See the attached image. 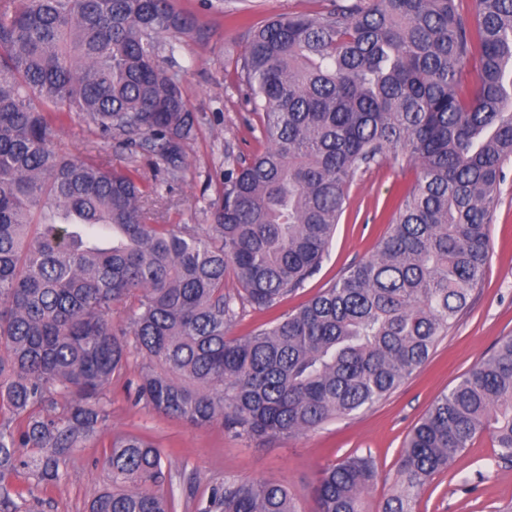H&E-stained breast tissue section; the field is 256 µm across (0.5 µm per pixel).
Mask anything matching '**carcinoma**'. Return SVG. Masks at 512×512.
<instances>
[{
  "label": "carcinoma",
  "mask_w": 512,
  "mask_h": 512,
  "mask_svg": "<svg viewBox=\"0 0 512 512\" xmlns=\"http://www.w3.org/2000/svg\"><path fill=\"white\" fill-rule=\"evenodd\" d=\"M194 34L175 0H0V409L25 423L0 428V483L22 469L57 484L134 355L147 361L138 397L192 426L222 419L258 440L370 409L427 362L484 279L512 159V0H477L472 15L460 0H334L249 26L236 69L262 148L224 170L211 224L178 231L136 171L63 152L52 122L79 112L177 175L196 118L159 44ZM383 158L418 174L372 255L229 336L245 306L273 308L317 274L350 183ZM486 431L511 461L512 336L434 399L381 512H415ZM105 462L112 487L90 512H174L152 442L118 437ZM377 478L367 455L322 468L316 512H367ZM0 512L31 510L5 487ZM203 512L298 510L283 484L226 479Z\"/></svg>",
  "instance_id": "obj_1"
}]
</instances>
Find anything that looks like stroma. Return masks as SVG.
I'll return each instance as SVG.
<instances>
[{
    "instance_id": "1",
    "label": "stroma",
    "mask_w": 512,
    "mask_h": 512,
    "mask_svg": "<svg viewBox=\"0 0 512 512\" xmlns=\"http://www.w3.org/2000/svg\"><path fill=\"white\" fill-rule=\"evenodd\" d=\"M176 4L191 9L204 30L200 38L161 41L162 46H175L184 96L201 118L195 139L185 149L184 171L169 176L154 153L131 151L118 140L100 138L78 113L55 126L53 143L79 158L107 157L115 167L138 170L147 188L159 189L163 195L164 223L203 228L211 222L209 204L224 186L226 150L246 156L260 147L252 131L260 119L250 115L235 71L246 48V22L315 14L328 0H176ZM505 172L488 227L489 264L481 288L473 292L428 362L385 401L304 434L252 441L235 437L223 421L195 427L137 399L144 362L134 356L104 392L110 412L107 425L72 449L62 480L47 489L35 487L20 471L9 478V488L29 491L39 501V512H88L92 500L111 483L103 457L113 438L141 435L163 452L168 474L164 489L174 499L175 512H201L212 488L227 478L279 482L292 491L300 512H314L312 487L318 470L353 453H368L376 460L379 479L366 507L368 512H380L393 491L400 451L414 425L440 393L455 385L503 337L512 336V163ZM416 176L415 167L387 159L359 171L348 188L320 272L272 309L246 308L231 327V335H245L298 309L350 266L367 259ZM510 504L512 461L501 458L486 433L420 491L415 512H500Z\"/></svg>"
}]
</instances>
